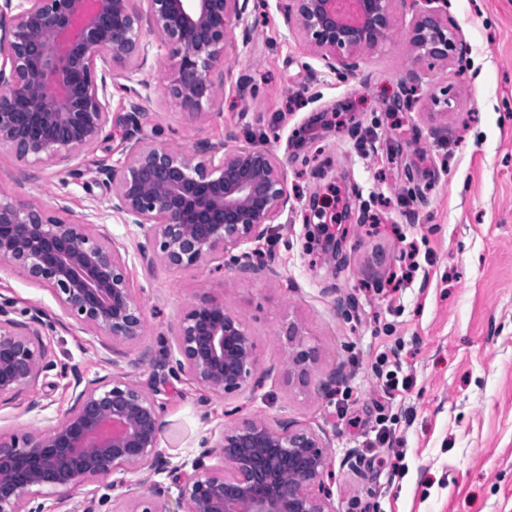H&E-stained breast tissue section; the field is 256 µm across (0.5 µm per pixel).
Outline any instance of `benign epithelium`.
<instances>
[{
	"mask_svg": "<svg viewBox=\"0 0 512 512\" xmlns=\"http://www.w3.org/2000/svg\"><path fill=\"white\" fill-rule=\"evenodd\" d=\"M250 0H0V147L22 160L51 163L94 150L112 122L109 82L120 67L133 98L148 89L134 75L150 44L148 23L174 63L166 75L170 97L193 118L223 98L215 72L234 48V29L248 42ZM288 28L329 70L350 76L362 55L391 32L395 0H278ZM414 11L416 58L461 59L467 42L448 24L447 0H403ZM95 181L109 190V208L145 243L138 257L151 267L194 268L210 257L229 258L238 272H255L243 247L259 244L289 203L285 172L271 150L253 142L211 144L201 152L133 143L119 167L103 164ZM53 204L0 200V265L47 285L77 328L109 341L112 372H76L70 407L45 428L21 438L0 432V512H63L89 482L111 480L112 512H336L325 485L332 440L290 418L238 415L218 436L205 437L191 462L160 451L163 406L127 367L121 347L146 336L145 307L130 288L128 251L109 237L54 215ZM240 254H234V251ZM0 300V406L56 367L41 329L67 325L37 310L26 321ZM288 370L305 377L317 360L296 323L288 324ZM213 396L241 392L259 375L256 344L245 319L224 299L192 302L173 348L151 363L154 375L170 364ZM333 368L317 391L344 381ZM191 470H186V467ZM147 488L139 494L137 489ZM177 497L171 499V488ZM175 503L177 510L170 508Z\"/></svg>",
	"mask_w": 512,
	"mask_h": 512,
	"instance_id": "7a95c632",
	"label": "benign epithelium"
}]
</instances>
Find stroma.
Listing matches in <instances>:
<instances>
[{"label":"stroma","instance_id":"obj_1","mask_svg":"<svg viewBox=\"0 0 512 512\" xmlns=\"http://www.w3.org/2000/svg\"><path fill=\"white\" fill-rule=\"evenodd\" d=\"M448 15L469 54L436 65L409 110L400 98L411 68V11L396 5L389 41L340 78L289 32L276 0H263L248 51L232 56L224 97L206 116L190 118L169 96L173 58L146 26L142 37L153 50L139 78L149 94L110 88L107 141L51 164L0 148L1 199L65 194L63 221L83 222L90 235L116 238L127 250L131 288L148 318L144 339L127 349L131 371L158 389L161 447L173 461L193 459L225 409L237 407L335 434L325 482L336 512H512V0H448ZM447 85L457 103L435 113L428 90ZM133 110L142 114L146 144L194 151L253 141L279 157L292 207L261 243L259 274L217 276L208 261L188 269L142 264L140 232L112 214L106 188L92 180L100 164L123 162V117ZM336 191L344 200L329 229L341 242L334 255L310 236L323 218L309 200L324 203ZM408 242L419 269L394 291L389 282ZM213 294L246 319L268 372L224 400L179 372L155 381L140 361L160 357L187 304ZM0 296L20 311L59 310L48 288L7 266ZM294 321L318 351L302 379L287 364L285 331ZM45 342L57 367L0 409L1 431L39 427L26 411L34 400L46 404V417L62 414L70 371L89 378L110 371L98 337L59 328ZM386 355L398 357L410 380L389 399L379 375ZM338 365L346 380L318 393Z\"/></svg>","mask_w":512,"mask_h":512}]
</instances>
